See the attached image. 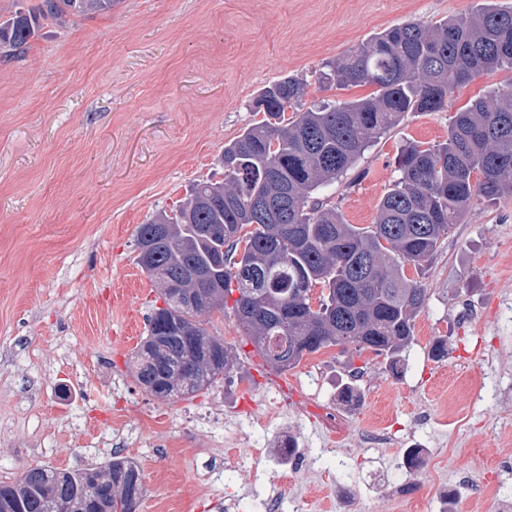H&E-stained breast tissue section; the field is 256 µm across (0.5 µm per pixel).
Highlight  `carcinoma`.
Returning a JSON list of instances; mask_svg holds the SVG:
<instances>
[{
	"label": "carcinoma",
	"instance_id": "cac0c4a2",
	"mask_svg": "<svg viewBox=\"0 0 512 512\" xmlns=\"http://www.w3.org/2000/svg\"><path fill=\"white\" fill-rule=\"evenodd\" d=\"M110 9L112 0H41L36 12L0 23V49L8 56L23 49L44 19ZM327 67L323 79L372 85L373 96L306 109L304 81L288 77L265 88L254 103L264 119L224 145V181L196 182L177 208L139 225L136 244L154 243L139 267L164 303L131 356L150 395H192L231 370L233 355L205 328L215 309H231L279 371L347 345L395 366L428 300L405 267H423L474 202L512 195L511 79L456 113L445 142L401 148L399 177L380 199L375 224H348L321 197L406 113L439 112L472 79L511 72L512 6L486 0L464 17L402 22ZM200 273L215 283L205 309L187 296ZM173 280L183 294L168 288ZM167 318L219 350L220 359L188 352L180 336L160 335ZM144 493L140 469L128 458L74 472L35 467L0 482V512H84L89 503L94 512H131Z\"/></svg>",
	"mask_w": 512,
	"mask_h": 512
}]
</instances>
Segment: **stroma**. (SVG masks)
Listing matches in <instances>:
<instances>
[{
	"label": "stroma",
	"instance_id": "obj_1",
	"mask_svg": "<svg viewBox=\"0 0 512 512\" xmlns=\"http://www.w3.org/2000/svg\"><path fill=\"white\" fill-rule=\"evenodd\" d=\"M481 0H115L111 11L41 22L27 50L0 56V482L34 467L135 461L137 512H455L512 503V196L478 201L422 270L428 306L400 367L332 346L277 371L231 312L208 331L235 354L228 378L163 400L131 355L160 305L136 263V231L200 180H223L225 143L262 118L252 102L288 76L304 106L372 86L325 88L324 65L407 20L464 16ZM512 73L476 77L438 112H411L367 150L329 202L374 223L409 142L448 137L453 116ZM442 341L448 355L435 359ZM354 386L361 399L344 403ZM270 414L264 428L251 418ZM298 448L272 469L277 433ZM387 432L370 446L363 433ZM256 433L255 465L239 435ZM415 484L396 485L408 449Z\"/></svg>",
	"mask_w": 512,
	"mask_h": 512
}]
</instances>
